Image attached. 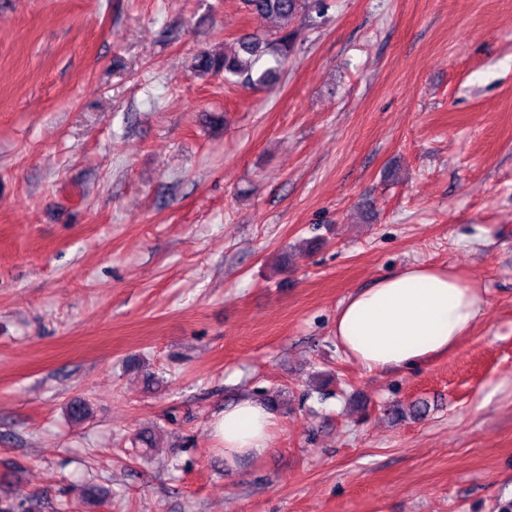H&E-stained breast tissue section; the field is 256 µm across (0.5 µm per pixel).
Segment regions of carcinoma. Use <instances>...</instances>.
Segmentation results:
<instances>
[{
	"label": "carcinoma",
	"instance_id": "1",
	"mask_svg": "<svg viewBox=\"0 0 512 512\" xmlns=\"http://www.w3.org/2000/svg\"><path fill=\"white\" fill-rule=\"evenodd\" d=\"M250 14L288 22L301 12L321 10L319 0H242ZM238 49L222 57L200 52L194 59L196 69L224 74V81L246 86L269 87L279 81V65L294 48V33L280 26L264 36H249L237 41Z\"/></svg>",
	"mask_w": 512,
	"mask_h": 512
}]
</instances>
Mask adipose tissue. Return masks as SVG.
I'll list each match as a JSON object with an SVG mask.
<instances>
[{
	"instance_id": "ef3b65f1",
	"label": "adipose tissue",
	"mask_w": 512,
	"mask_h": 512,
	"mask_svg": "<svg viewBox=\"0 0 512 512\" xmlns=\"http://www.w3.org/2000/svg\"><path fill=\"white\" fill-rule=\"evenodd\" d=\"M480 288L458 272L414 263L378 279L343 301L336 315V341L365 370L411 368L447 353L480 317ZM272 412L242 399L212 423L228 463L267 452Z\"/></svg>"
}]
</instances>
